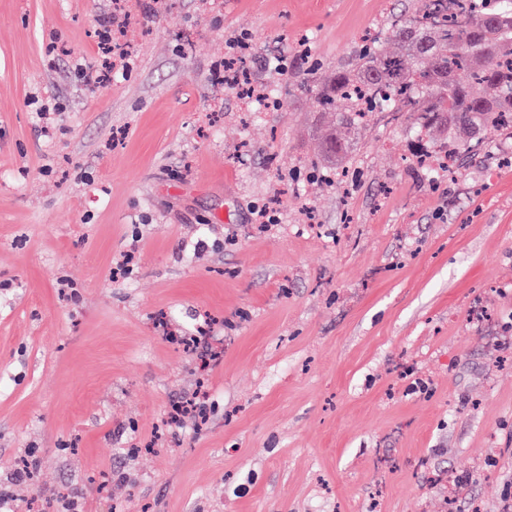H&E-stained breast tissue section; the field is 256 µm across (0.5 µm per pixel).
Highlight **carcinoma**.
Returning a JSON list of instances; mask_svg holds the SVG:
<instances>
[{"label": "carcinoma", "mask_w": 512, "mask_h": 512, "mask_svg": "<svg viewBox=\"0 0 512 512\" xmlns=\"http://www.w3.org/2000/svg\"><path fill=\"white\" fill-rule=\"evenodd\" d=\"M462 22L450 30L436 10L417 19H395L390 40L371 41L351 66L318 90L327 116L322 154L334 163L348 152L357 119L382 107L425 113L428 123L448 131L462 149L479 145L488 125L512 135V4L507 0H453ZM482 85L478 97L467 82Z\"/></svg>", "instance_id": "cac0c4a2"}]
</instances>
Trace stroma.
Masks as SVG:
<instances>
[{"label": "stroma", "instance_id": "35a3bbf8", "mask_svg": "<svg viewBox=\"0 0 512 512\" xmlns=\"http://www.w3.org/2000/svg\"><path fill=\"white\" fill-rule=\"evenodd\" d=\"M429 2L125 0L93 85L112 0H0V512H507L512 137L316 150L320 82ZM206 397L205 390L202 389V385L197 389L194 397L183 402L170 411L168 414V420L172 424H181L186 418L194 417L201 419L202 421L206 418L205 407L202 399Z\"/></svg>", "mask_w": 512, "mask_h": 512}]
</instances>
